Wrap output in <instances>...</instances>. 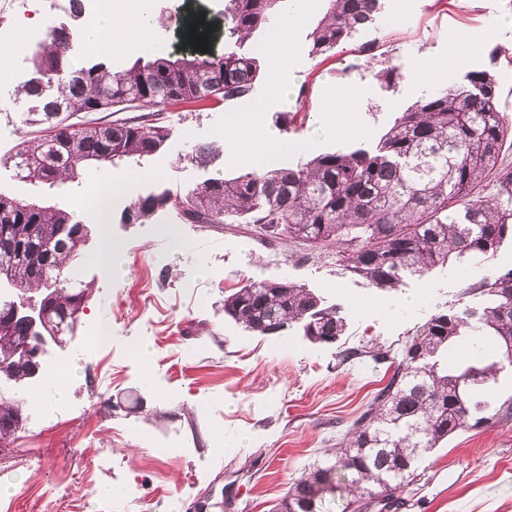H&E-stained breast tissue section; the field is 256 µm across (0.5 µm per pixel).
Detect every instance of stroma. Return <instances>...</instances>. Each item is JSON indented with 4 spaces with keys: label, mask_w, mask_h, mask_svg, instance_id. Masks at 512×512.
Masks as SVG:
<instances>
[{
    "label": "stroma",
    "mask_w": 512,
    "mask_h": 512,
    "mask_svg": "<svg viewBox=\"0 0 512 512\" xmlns=\"http://www.w3.org/2000/svg\"><path fill=\"white\" fill-rule=\"evenodd\" d=\"M139 4L167 52L193 48V25L211 52L223 53L224 0ZM325 5L303 0L290 32L293 68L283 74L288 101L265 114L274 130L280 112L302 105L309 113L304 125L284 133L293 148L278 165L339 149L322 115L331 109L344 122L336 101L361 97V131L344 145L368 147L425 87H445L488 67L497 72L501 108L512 119V0H384L376 22L326 59L310 55L308 41ZM98 13L96 0H84L77 20L68 0H28L26 12L0 11V43L21 36L27 44L10 59V80L0 82V192L78 213L86 242L63 275L74 289L90 291L74 331L63 345H48L42 373L11 388L15 395L39 392L43 405L27 409L22 429L0 447V505L11 504V512H273L303 473L334 463L337 430L352 424L395 369L391 362L344 364L341 351L379 346L397 355L432 316L481 308L484 298L472 286L512 269V240L487 262L439 266L388 291L354 276L336 257L315 258L299 242L264 239L251 224H189L174 210L125 222L138 197H182L244 170L224 154L207 163L196 157L198 147L223 138L225 114L244 111L235 101L201 112L170 109L168 140L143 159L90 166L65 183L20 179L15 157L33 129L23 122L29 104L15 90L32 75V50L48 26L76 30ZM486 26L489 39L449 68L450 34ZM366 44L375 47L369 61L359 53ZM387 63L402 72L400 81L375 78ZM109 171L129 179L132 189L109 196L101 224L81 205ZM106 236L120 246L121 273L97 259ZM250 280L310 289L322 305L339 308L344 334L314 343L298 324L279 336L246 330L225 314L224 298ZM99 323L111 334L90 359L85 346ZM57 364L70 371L61 399L52 384ZM402 498L401 512H512V421L440 442Z\"/></svg>",
    "instance_id": "35a3bbf8"
}]
</instances>
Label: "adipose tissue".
<instances>
[{
    "label": "adipose tissue",
    "instance_id": "obj_1",
    "mask_svg": "<svg viewBox=\"0 0 512 512\" xmlns=\"http://www.w3.org/2000/svg\"><path fill=\"white\" fill-rule=\"evenodd\" d=\"M136 35L144 46L150 47L155 54L163 49L153 43L150 28L144 13L138 6H122L118 13L102 12L82 36L90 46L98 50L115 52L121 49L129 35ZM271 69L267 94L249 103L240 113H231L224 117V150L230 159L249 161L254 167H262L278 158L287 150L288 144L273 130H264L263 149L253 153L248 144L254 129L262 128L265 112L273 101H282L288 97V89L282 80L283 72L289 67L292 53L279 39H272L269 45Z\"/></svg>",
    "mask_w": 512,
    "mask_h": 512
}]
</instances>
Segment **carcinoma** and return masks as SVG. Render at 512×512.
<instances>
[{
    "mask_svg": "<svg viewBox=\"0 0 512 512\" xmlns=\"http://www.w3.org/2000/svg\"><path fill=\"white\" fill-rule=\"evenodd\" d=\"M283 9L284 0H225L224 53L138 59L119 70L103 61L73 68V36L52 26L34 52L35 77L18 89L30 102L26 123L36 133L17 154L20 176L53 184L75 179L84 166L143 157L167 141L168 108L196 112L213 101H246L261 53L259 45L244 44ZM380 9V0H326L309 35L310 54L335 51ZM141 107L152 111L130 115ZM511 132L496 74L472 71L423 93L370 151L342 149L296 167L215 177L183 198L150 194L128 206L124 221L168 209L191 224L242 218L265 237L297 240L319 256L334 252L353 274L392 290L406 273L422 276L465 257L485 260L512 239V165L502 159ZM85 237L73 213L0 192V279L23 291L45 289L35 317L0 302V385L37 376L43 336L56 335L58 322L47 299L73 294L61 272ZM471 291L485 296V305L435 315L417 330L387 384L341 434L336 462L294 483L304 506L296 510L285 497L278 512H325L324 495L341 490L357 512H397L404 505L397 492L415 479L421 452L482 418L512 420V397L485 393L504 364L512 366V270ZM224 312L262 335L292 323L313 342L344 331L336 308L291 283L249 281L224 298ZM362 357L379 363L390 351L346 349L342 360ZM24 420L22 404L0 388V444Z\"/></svg>",
    "mask_w": 512,
    "mask_h": 512,
    "instance_id": "cac0c4a2",
    "label": "carcinoma"
}]
</instances>
